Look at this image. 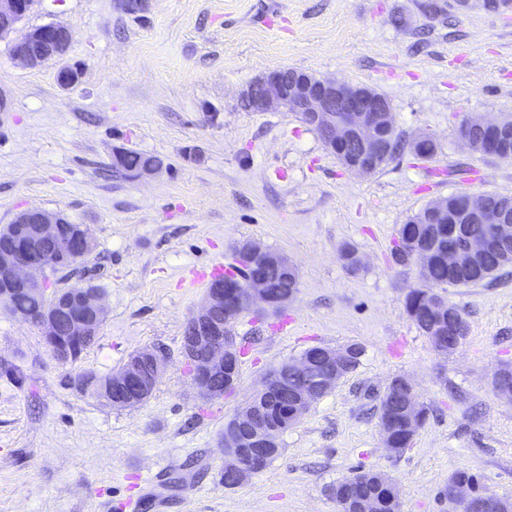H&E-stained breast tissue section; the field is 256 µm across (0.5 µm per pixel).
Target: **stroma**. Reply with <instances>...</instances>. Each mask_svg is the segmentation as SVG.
Returning a JSON list of instances; mask_svg holds the SVG:
<instances>
[{
	"mask_svg": "<svg viewBox=\"0 0 512 512\" xmlns=\"http://www.w3.org/2000/svg\"><path fill=\"white\" fill-rule=\"evenodd\" d=\"M423 5L145 0L130 14L124 0H36L15 34L67 26L66 55L28 68L13 58L15 35L0 37V227L30 209L86 225L93 252L47 277L54 288H98L106 308L93 343L68 362L0 310V512H338L330 485L366 470L393 480L401 512H446L440 492L458 470L512 500V400L492 386L512 363V270L445 288L469 323L448 356L405 313L417 268L391 257L400 226L431 201L512 196V161L469 150L458 133L467 118L512 113V9L445 0L434 18ZM67 65L81 78L65 88ZM289 68L374 89L403 139L433 137V158L407 152L358 175L295 113L240 108L251 81ZM125 149L159 158L161 170L113 172ZM244 239L287 257L300 284L281 311L237 319L238 382L207 399L182 343L208 286L186 275L226 265ZM347 244L358 270L341 255ZM354 343L359 366L283 434L281 454L225 487L224 424L265 375L310 347ZM153 347L168 369L136 407L72 384ZM399 374L430 414L396 457L365 392Z\"/></svg>",
	"mask_w": 512,
	"mask_h": 512,
	"instance_id": "obj_1",
	"label": "stroma"
}]
</instances>
